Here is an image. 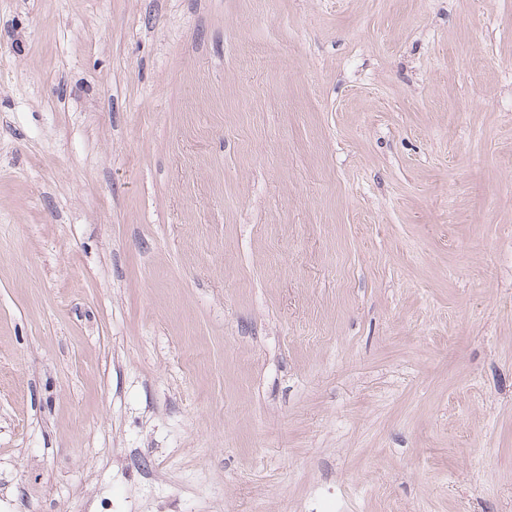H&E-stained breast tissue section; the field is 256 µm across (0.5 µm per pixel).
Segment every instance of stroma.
<instances>
[{
    "mask_svg": "<svg viewBox=\"0 0 512 512\" xmlns=\"http://www.w3.org/2000/svg\"><path fill=\"white\" fill-rule=\"evenodd\" d=\"M0 512H512V0H0Z\"/></svg>",
    "mask_w": 512,
    "mask_h": 512,
    "instance_id": "1",
    "label": "stroma"
}]
</instances>
